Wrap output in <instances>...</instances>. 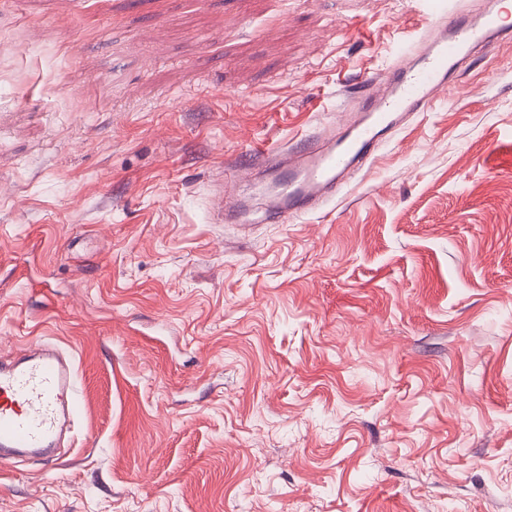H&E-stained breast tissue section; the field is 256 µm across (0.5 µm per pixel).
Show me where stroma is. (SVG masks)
Here are the masks:
<instances>
[{
	"label": "stroma",
	"mask_w": 512,
	"mask_h": 512,
	"mask_svg": "<svg viewBox=\"0 0 512 512\" xmlns=\"http://www.w3.org/2000/svg\"><path fill=\"white\" fill-rule=\"evenodd\" d=\"M408 0H0V354L73 355L0 512H512V41L269 222L225 168L335 125Z\"/></svg>",
	"instance_id": "1"
}]
</instances>
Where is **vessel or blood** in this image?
Instances as JSON below:
<instances>
[{"mask_svg":"<svg viewBox=\"0 0 512 512\" xmlns=\"http://www.w3.org/2000/svg\"><path fill=\"white\" fill-rule=\"evenodd\" d=\"M414 9L421 19L418 35L388 68L361 81L341 127L305 135L284 151L261 152L259 164L227 168L213 223L233 218L235 188L256 173L273 179V220L322 208L404 115L428 110L463 63L512 38V26L497 10L473 12L462 0H414ZM76 378L73 360L49 343H34L16 360L0 362V466L24 457L54 462L61 435L79 411Z\"/></svg>","mask_w":512,"mask_h":512,"instance_id":"1","label":"vessel or blood"}]
</instances>
